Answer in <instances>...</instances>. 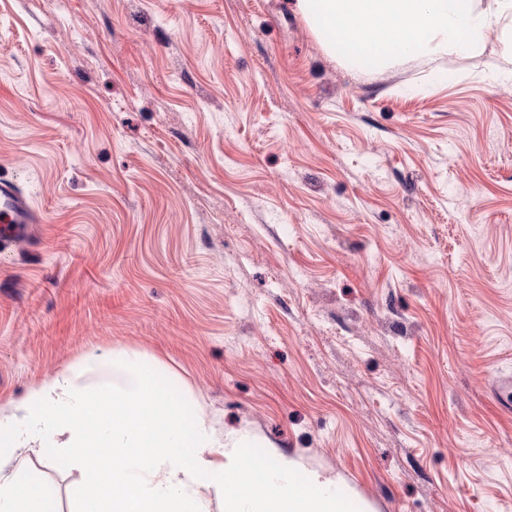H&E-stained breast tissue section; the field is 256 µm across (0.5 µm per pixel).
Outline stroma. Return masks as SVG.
<instances>
[{
    "mask_svg": "<svg viewBox=\"0 0 512 512\" xmlns=\"http://www.w3.org/2000/svg\"><path fill=\"white\" fill-rule=\"evenodd\" d=\"M355 73L293 0H0V411L138 355L357 512H512V81ZM74 512L64 458L14 462ZM42 217L19 185L12 179L0 176V245L26 240L32 224H41ZM491 399L496 408L505 415H512V374L498 373L491 379Z\"/></svg>",
    "mask_w": 512,
    "mask_h": 512,
    "instance_id": "stroma-1",
    "label": "stroma"
}]
</instances>
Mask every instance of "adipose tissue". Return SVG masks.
<instances>
[{
  "instance_id": "adipose-tissue-1",
  "label": "adipose tissue",
  "mask_w": 512,
  "mask_h": 512,
  "mask_svg": "<svg viewBox=\"0 0 512 512\" xmlns=\"http://www.w3.org/2000/svg\"><path fill=\"white\" fill-rule=\"evenodd\" d=\"M324 49L347 68L411 58H477L512 33V0H295ZM89 356L0 414V512H57L53 494L12 468L17 451L60 450L80 471L75 512H209L200 489L223 485L224 512H350L334 479L298 480L295 462L257 457L186 421L163 371L137 357Z\"/></svg>"
}]
</instances>
